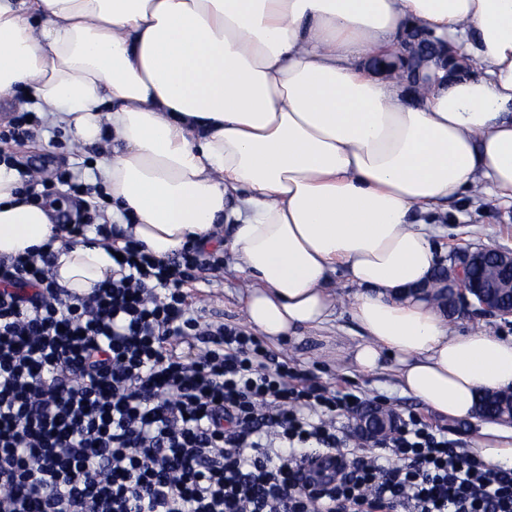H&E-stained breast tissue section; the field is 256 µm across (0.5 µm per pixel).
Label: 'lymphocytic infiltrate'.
Instances as JSON below:
<instances>
[{"label":"lymphocytic infiltrate","instance_id":"obj_1","mask_svg":"<svg viewBox=\"0 0 512 512\" xmlns=\"http://www.w3.org/2000/svg\"><path fill=\"white\" fill-rule=\"evenodd\" d=\"M90 231L123 259L82 296L52 243L0 258V512H512V468L420 416L349 452L336 416L360 396L189 302L221 256L67 234Z\"/></svg>","mask_w":512,"mask_h":512}]
</instances>
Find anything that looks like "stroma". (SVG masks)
I'll return each mask as SVG.
<instances>
[{
  "mask_svg": "<svg viewBox=\"0 0 512 512\" xmlns=\"http://www.w3.org/2000/svg\"><path fill=\"white\" fill-rule=\"evenodd\" d=\"M14 162L38 166L43 180L54 197L70 198L67 186L58 181L61 173H70L83 183H91V171L97 149L75 151L70 136L62 130L40 123L32 141L10 148ZM440 233L434 239L439 259H446L456 247H503L512 249V206L486 197L471 201L461 196L448 204L440 219ZM341 302L330 321L319 329H299L297 336L270 343L274 353L288 355L292 363L309 378L322 384L354 390L366 405L381 404L397 414L415 412L428 422L446 428L460 447L476 450L481 438V421L448 420L434 413L417 399L401 392L392 369L384 368L373 374L345 370L349 349L361 341L363 329L353 320L349 299L354 290L346 282H338ZM195 302L215 319L230 325L247 327L245 285L232 271L210 277L195 285Z\"/></svg>",
  "mask_w": 512,
  "mask_h": 512,
  "instance_id": "35a3bbf8",
  "label": "stroma"
}]
</instances>
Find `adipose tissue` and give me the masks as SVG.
Masks as SVG:
<instances>
[{
  "label": "adipose tissue",
  "instance_id": "adipose-tissue-1",
  "mask_svg": "<svg viewBox=\"0 0 512 512\" xmlns=\"http://www.w3.org/2000/svg\"><path fill=\"white\" fill-rule=\"evenodd\" d=\"M416 23L466 43L477 70L418 96L369 64ZM27 91L51 125L100 144L109 215L156 258L214 246L272 340L334 314V277L365 333L351 363L392 360L403 391L473 417L512 388V336L456 334L410 289L430 279L425 217L460 194L512 201V0H0V100ZM0 163V257L59 234ZM58 283L112 274L92 235L56 245Z\"/></svg>",
  "mask_w": 512,
  "mask_h": 512
}]
</instances>
